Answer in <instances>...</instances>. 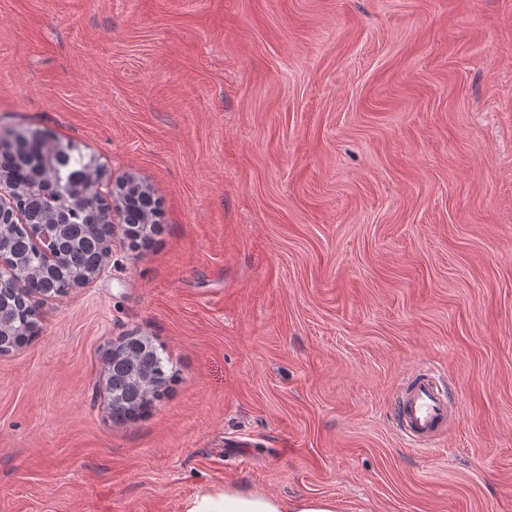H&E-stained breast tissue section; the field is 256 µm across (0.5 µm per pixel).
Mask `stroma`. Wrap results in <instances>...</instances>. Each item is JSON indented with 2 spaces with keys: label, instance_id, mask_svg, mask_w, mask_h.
I'll list each match as a JSON object with an SVG mask.
<instances>
[{
  "label": "stroma",
  "instance_id": "1",
  "mask_svg": "<svg viewBox=\"0 0 512 512\" xmlns=\"http://www.w3.org/2000/svg\"><path fill=\"white\" fill-rule=\"evenodd\" d=\"M153 194L148 247L0 354V512H512V0H0V131ZM170 377L132 420L107 356ZM455 424L408 449L403 378ZM109 408L112 418L135 417L149 402L157 399L167 383L163 359L146 338H135L118 346L107 357ZM395 406L401 433L414 447L429 446L439 440L457 412L446 376L426 366L417 367L404 378ZM183 512H338V505L326 496L283 498L227 483L199 489L185 500Z\"/></svg>",
  "mask_w": 512,
  "mask_h": 512
}]
</instances>
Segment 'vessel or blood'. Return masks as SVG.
Segmentation results:
<instances>
[{"label": "vessel or blood", "instance_id": "1", "mask_svg": "<svg viewBox=\"0 0 512 512\" xmlns=\"http://www.w3.org/2000/svg\"><path fill=\"white\" fill-rule=\"evenodd\" d=\"M395 406L401 433L414 447L428 446L439 440L457 412L446 376L426 366L417 367L404 378Z\"/></svg>", "mask_w": 512, "mask_h": 512}]
</instances>
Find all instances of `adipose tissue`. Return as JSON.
<instances>
[{
	"label": "adipose tissue",
	"mask_w": 512,
	"mask_h": 512,
	"mask_svg": "<svg viewBox=\"0 0 512 512\" xmlns=\"http://www.w3.org/2000/svg\"><path fill=\"white\" fill-rule=\"evenodd\" d=\"M183 512H338V505L326 496L283 498L227 483L199 489L185 500Z\"/></svg>",
	"instance_id": "obj_1"
}]
</instances>
